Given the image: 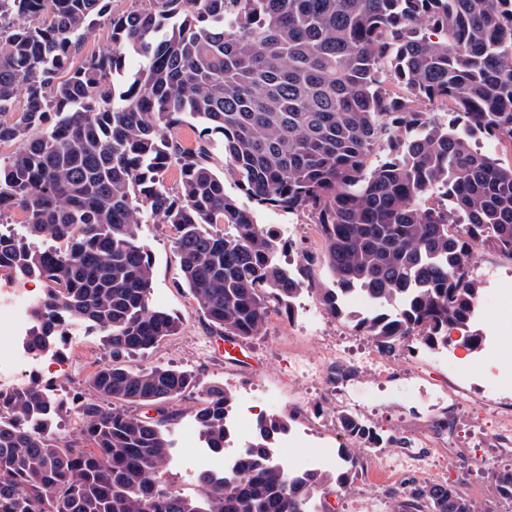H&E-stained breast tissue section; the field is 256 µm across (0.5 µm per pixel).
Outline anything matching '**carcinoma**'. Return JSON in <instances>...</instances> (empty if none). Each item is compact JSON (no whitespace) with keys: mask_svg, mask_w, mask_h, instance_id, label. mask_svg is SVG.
Returning <instances> with one entry per match:
<instances>
[{"mask_svg":"<svg viewBox=\"0 0 512 512\" xmlns=\"http://www.w3.org/2000/svg\"><path fill=\"white\" fill-rule=\"evenodd\" d=\"M111 3L0 0V145L24 143L0 154V221L17 209L27 232H0V278L47 283L24 344L51 351L81 324L107 353L68 402L38 380L0 393V512H319L331 483H352L399 439L341 413L336 476L295 471L275 452L288 425L260 416L231 471L197 475L198 497L162 491L170 404L197 391L199 435L222 453L234 394L191 370L130 364L179 327L150 305L138 226L169 227L183 285L227 339L261 336L321 260V304L379 352L410 339L446 348L454 330L483 349L473 251L512 261V166L477 142L512 146V0H132L119 14ZM99 18L111 46L83 55ZM130 56L142 67L128 71ZM425 102L452 118L432 120ZM186 115L224 136L248 197L310 217L321 254L276 261L272 232L224 193L210 139L167 134ZM353 292L373 309L345 312ZM70 415L79 436L62 447L54 424ZM490 475L511 503L512 467ZM389 512L475 509L460 484L425 482Z\"/></svg>","mask_w":512,"mask_h":512,"instance_id":"obj_1","label":"carcinoma"}]
</instances>
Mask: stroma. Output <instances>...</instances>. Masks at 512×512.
Returning <instances> with one entry per match:
<instances>
[{"label": "stroma", "instance_id": "35a3bbf8", "mask_svg": "<svg viewBox=\"0 0 512 512\" xmlns=\"http://www.w3.org/2000/svg\"><path fill=\"white\" fill-rule=\"evenodd\" d=\"M213 164L224 176V191L250 209L254 221L271 230L282 243L295 249L320 252L322 239L307 215L260 205L248 199L237 179L226 172L224 137L212 134ZM152 267L151 304L179 320L177 332L142 357L140 366L173 365L194 371L206 382L218 381L234 393V413L255 424L257 414L286 420V438L280 439V456L292 464L308 448L338 449L340 440L332 428L336 413L361 414L382 433L397 437L430 434L439 441L434 459L439 481L462 482L463 490L477 512H512V505L495 497L489 469L512 464V453L500 448L495 433L497 410L512 408V358L491 357L489 350H462L460 359L449 360L448 350H430L419 341L386 355V372L365 363L374 344L351 322L325 312L318 297L302 292L291 309L278 310L269 319L264 334L245 341L236 360H228L224 340L212 330L197 310L182 281L179 259L162 224H143L138 229ZM473 264L479 282L478 326L489 340L512 339V308L495 310L498 296L512 298V260L479 246ZM332 341L343 355L341 363L326 369L323 377L299 375L300 355H317L323 341ZM65 369L43 371L58 391L77 388L95 364L103 359L99 335L82 326L73 327L58 349ZM461 395L458 422L447 430L448 392ZM178 419L171 428L172 460L161 479L171 490L193 497L198 493L200 471H219L223 455L204 448L198 435L196 393L174 402ZM395 451L384 448L369 454L363 472L346 487L336 486L322 494L321 512H357L360 502L377 503V512L394 493L406 490L411 472L391 475Z\"/></svg>", "mask_w": 512, "mask_h": 512}]
</instances>
